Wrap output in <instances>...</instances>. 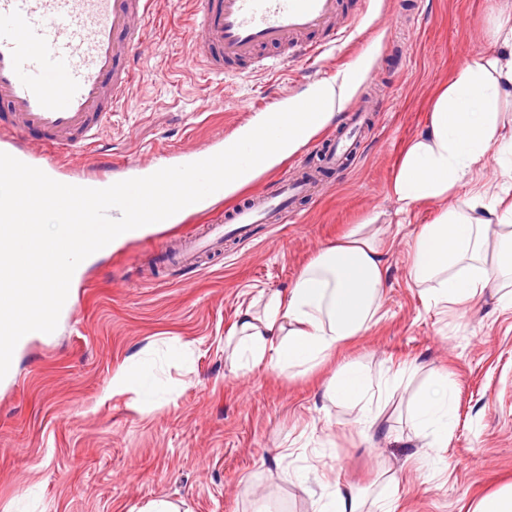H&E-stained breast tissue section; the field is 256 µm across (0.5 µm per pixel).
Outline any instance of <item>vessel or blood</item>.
Segmentation results:
<instances>
[{
	"instance_id": "vessel-or-blood-1",
	"label": "vessel or blood",
	"mask_w": 512,
	"mask_h": 512,
	"mask_svg": "<svg viewBox=\"0 0 512 512\" xmlns=\"http://www.w3.org/2000/svg\"><path fill=\"white\" fill-rule=\"evenodd\" d=\"M154 5L155 0H0V152L64 181L58 156L97 143L113 110L126 102ZM342 8V0H196L190 22L195 60L211 80L224 77L225 65L255 62L261 49L273 51L272 71L293 62L319 65L366 17L357 9L338 26ZM319 109L317 98L289 93L286 106L266 110L261 129L237 141L233 166L252 167L258 144L277 143ZM374 122L370 109L350 111L321 145L324 168L357 156ZM32 134L40 138L37 155L27 147ZM321 191L319 171L283 175L273 189L253 193L203 235L187 237L181 249L162 245L158 253L170 266L197 270L225 243L250 241L255 225L287 223L301 201Z\"/></svg>"
}]
</instances>
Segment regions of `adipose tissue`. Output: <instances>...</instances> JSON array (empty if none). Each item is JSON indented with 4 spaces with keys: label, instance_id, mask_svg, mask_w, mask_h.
I'll return each instance as SVG.
<instances>
[{
    "label": "adipose tissue",
    "instance_id": "ef3b65f1",
    "mask_svg": "<svg viewBox=\"0 0 512 512\" xmlns=\"http://www.w3.org/2000/svg\"><path fill=\"white\" fill-rule=\"evenodd\" d=\"M492 36L499 46L458 70L434 98L423 131L403 149L389 185L398 213L446 200L464 191L461 205L444 208L421 225L412 247L410 277L428 303L468 305L512 275V258L489 263L483 253L490 225L512 248V192L491 196L475 172L494 157L501 176L512 182V129L497 110L512 97V7L500 10ZM351 84L328 82V109L313 113L286 140L271 146L267 165L299 149L342 109ZM388 239L374 220L352 226L313 255L284 291H259L240 309L224 345L235 369H260L293 378L319 370L375 320L385 285ZM333 400L359 407L374 425L376 391L363 368L341 364L325 387ZM455 395L447 377L436 375L410 409L413 425L432 430L438 447L448 445Z\"/></svg>",
    "mask_w": 512,
    "mask_h": 512
}]
</instances>
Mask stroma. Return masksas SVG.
Returning <instances> with one entry per match:
<instances>
[{
	"instance_id": "stroma-1",
	"label": "stroma",
	"mask_w": 512,
	"mask_h": 512,
	"mask_svg": "<svg viewBox=\"0 0 512 512\" xmlns=\"http://www.w3.org/2000/svg\"><path fill=\"white\" fill-rule=\"evenodd\" d=\"M492 0H373L357 37L314 69L299 64L206 81L192 61V0H157L149 41L137 58L128 102L96 146L63 155L65 169L127 164L207 149L256 117L243 102L303 91L360 64L381 91L380 120L347 171L324 173L325 188L285 224L261 225L253 241L225 247L193 274L155 267L160 240L203 231L231 201L84 262L71 288L74 314L52 335L19 345L12 375L0 380V512H141L164 498L181 512H314L333 484L359 490L365 504L391 498L396 512H469L483 493L512 482V308L489 290L449 310L427 304L409 278L419 222L388 233L382 318L313 375L292 380L232 372L224 336L239 307L262 289L288 288L300 267L347 225L393 212L387 186L401 151L425 124L436 90L460 67L495 47ZM152 359L157 396L134 403L113 394L122 365ZM360 362L374 381L415 364L372 407L365 431L358 409L326 396L338 364ZM447 373L455 393L448 445L413 427L409 409Z\"/></svg>"
}]
</instances>
